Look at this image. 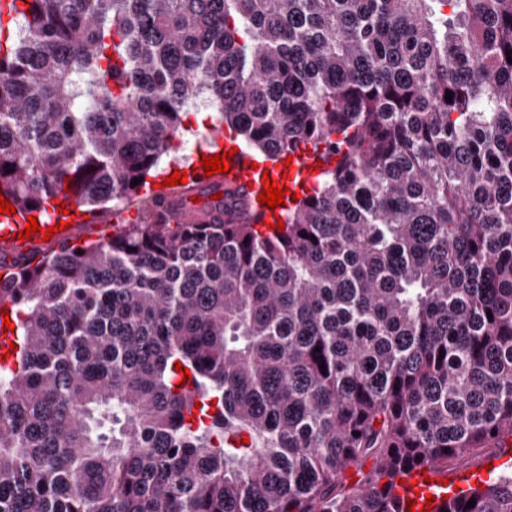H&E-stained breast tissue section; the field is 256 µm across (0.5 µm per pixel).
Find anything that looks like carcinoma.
Masks as SVG:
<instances>
[{"instance_id":"carcinoma-1","label":"carcinoma","mask_w":512,"mask_h":512,"mask_svg":"<svg viewBox=\"0 0 512 512\" xmlns=\"http://www.w3.org/2000/svg\"><path fill=\"white\" fill-rule=\"evenodd\" d=\"M509 55L512 0H11L23 213L131 199L201 96L338 161L281 232L253 200L15 260L0 512H401L409 469L512 448ZM438 512H512V465Z\"/></svg>"}]
</instances>
